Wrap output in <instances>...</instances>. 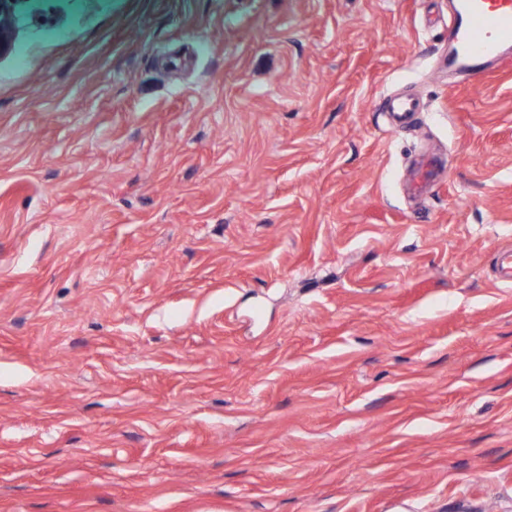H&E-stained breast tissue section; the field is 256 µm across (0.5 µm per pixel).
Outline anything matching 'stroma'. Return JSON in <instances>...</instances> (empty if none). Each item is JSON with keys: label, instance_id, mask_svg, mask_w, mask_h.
Wrapping results in <instances>:
<instances>
[{"label": "stroma", "instance_id": "35a3bbf8", "mask_svg": "<svg viewBox=\"0 0 512 512\" xmlns=\"http://www.w3.org/2000/svg\"><path fill=\"white\" fill-rule=\"evenodd\" d=\"M0 15V512H512V60L448 0ZM448 39L460 48L451 66L470 78L484 76V62L504 57L512 48L511 0H452ZM422 111L421 103L409 97H389L387 99L386 112H389L391 125L396 130L405 129L411 119ZM439 175L436 162L431 158L421 159L415 167L409 191L415 197L424 196Z\"/></svg>", "mask_w": 512, "mask_h": 512}]
</instances>
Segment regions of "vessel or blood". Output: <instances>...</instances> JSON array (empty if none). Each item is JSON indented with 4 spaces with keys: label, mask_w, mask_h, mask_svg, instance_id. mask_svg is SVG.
Masks as SVG:
<instances>
[{
    "label": "vessel or blood",
    "mask_w": 512,
    "mask_h": 512,
    "mask_svg": "<svg viewBox=\"0 0 512 512\" xmlns=\"http://www.w3.org/2000/svg\"><path fill=\"white\" fill-rule=\"evenodd\" d=\"M454 8L448 25V38L459 48L454 67L466 71L471 78L483 77L484 63L503 58L512 48V0H453ZM422 106L417 99L391 97L386 110L395 129H405ZM438 168L433 159H421L414 170L409 191L424 196L435 183Z\"/></svg>",
    "instance_id": "b4317fda"
}]
</instances>
